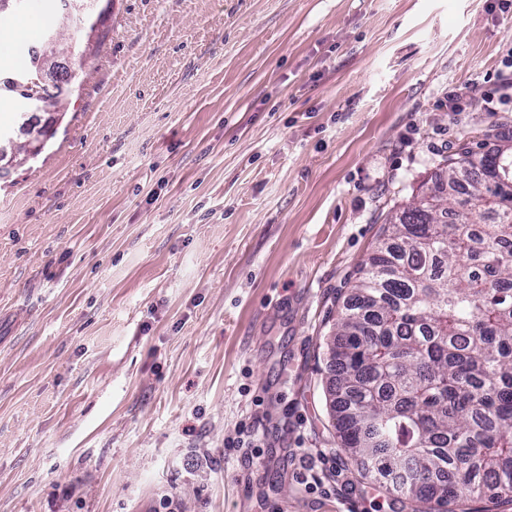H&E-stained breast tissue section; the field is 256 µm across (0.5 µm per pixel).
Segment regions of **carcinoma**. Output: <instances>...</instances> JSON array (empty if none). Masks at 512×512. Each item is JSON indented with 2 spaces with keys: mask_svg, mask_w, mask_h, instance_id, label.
Here are the masks:
<instances>
[{
  "mask_svg": "<svg viewBox=\"0 0 512 512\" xmlns=\"http://www.w3.org/2000/svg\"><path fill=\"white\" fill-rule=\"evenodd\" d=\"M36 52L0 90L30 99ZM336 447L428 512L512 504V155L463 145L400 209L325 341Z\"/></svg>",
  "mask_w": 512,
  "mask_h": 512,
  "instance_id": "cac0c4a2",
  "label": "carcinoma"
}]
</instances>
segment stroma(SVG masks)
I'll list each match as a JSON object with an SVG mask.
<instances>
[{
    "mask_svg": "<svg viewBox=\"0 0 512 512\" xmlns=\"http://www.w3.org/2000/svg\"><path fill=\"white\" fill-rule=\"evenodd\" d=\"M492 3L113 0L53 109L0 97L51 128L0 164V512H390L321 343L391 212L500 149Z\"/></svg>",
    "mask_w": 512,
    "mask_h": 512,
    "instance_id": "obj_1",
    "label": "stroma"
}]
</instances>
